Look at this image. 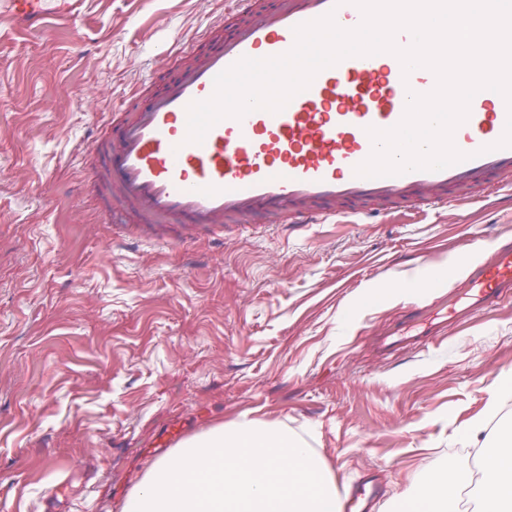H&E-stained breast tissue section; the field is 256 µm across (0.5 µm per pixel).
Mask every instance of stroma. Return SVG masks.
<instances>
[{"instance_id": "1", "label": "stroma", "mask_w": 512, "mask_h": 512, "mask_svg": "<svg viewBox=\"0 0 512 512\" xmlns=\"http://www.w3.org/2000/svg\"><path fill=\"white\" fill-rule=\"evenodd\" d=\"M225 2L85 0L48 35L0 16V512H122L167 427L243 417L303 437L340 498L372 481L375 512H395L436 463L470 466L468 423L512 421V400L487 410L512 371V299L377 347L512 239L511 205L228 224L169 247L97 224L85 153ZM438 268L446 285L424 289Z\"/></svg>"}]
</instances>
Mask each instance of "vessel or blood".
Listing matches in <instances>:
<instances>
[{"instance_id": "vessel-or-blood-1", "label": "vessel or blood", "mask_w": 512, "mask_h": 512, "mask_svg": "<svg viewBox=\"0 0 512 512\" xmlns=\"http://www.w3.org/2000/svg\"><path fill=\"white\" fill-rule=\"evenodd\" d=\"M83 0H0V14L27 29L48 30L53 21L79 12ZM243 24L229 33L206 31L202 47L174 64L146 103H133L110 133L93 144L90 171L105 211L121 204L132 216L133 235L166 243V225L183 240L223 234L225 225L262 218L276 224H329L360 215L368 204L400 212L421 206H462L458 191L499 192L512 176V147L497 148L508 116L496 92L474 95L467 120L454 132L468 160L440 171H411L366 178L356 167L373 150L368 128L389 129L402 119L409 93L436 84L426 68L404 72L389 53L348 57L320 71L309 88L278 113L256 110L217 122L202 143L187 142V107L214 93L215 77L244 57L288 52L295 26L333 14L344 29L362 14L345 0H232ZM466 287L455 302L464 311L492 308L512 297V242L490 262L467 268Z\"/></svg>"}]
</instances>
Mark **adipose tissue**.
I'll return each instance as SVG.
<instances>
[{
	"label": "adipose tissue",
	"instance_id": "obj_1",
	"mask_svg": "<svg viewBox=\"0 0 512 512\" xmlns=\"http://www.w3.org/2000/svg\"><path fill=\"white\" fill-rule=\"evenodd\" d=\"M464 433L482 442L481 479H474L468 468L441 462L420 485L399 496L398 512H457V495L470 486L475 489V512H512V425L491 430L473 422Z\"/></svg>",
	"mask_w": 512,
	"mask_h": 512
}]
</instances>
